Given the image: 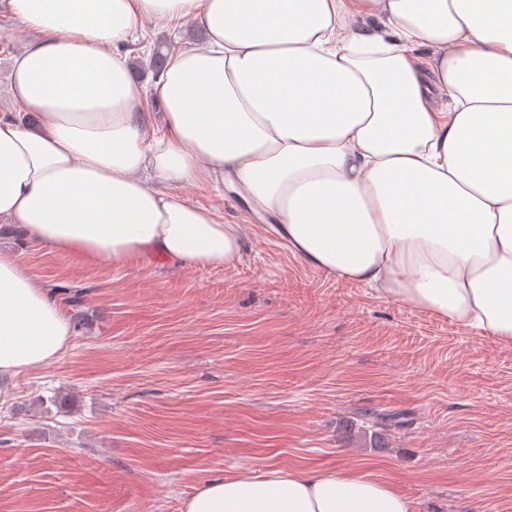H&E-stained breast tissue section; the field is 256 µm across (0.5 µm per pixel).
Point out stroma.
Listing matches in <instances>:
<instances>
[{
    "instance_id": "stroma-1",
    "label": "stroma",
    "mask_w": 512,
    "mask_h": 512,
    "mask_svg": "<svg viewBox=\"0 0 512 512\" xmlns=\"http://www.w3.org/2000/svg\"><path fill=\"white\" fill-rule=\"evenodd\" d=\"M187 28L144 22L121 51L173 52ZM29 37L0 0V113ZM171 190L256 221L226 184ZM0 247L81 317L57 362L0 379V512H180L205 482L269 465L370 472L417 512H512V346L490 334L263 233L231 269L116 268L2 229ZM381 428L389 447H364Z\"/></svg>"
}]
</instances>
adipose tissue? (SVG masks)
<instances>
[{"label":"adipose tissue","mask_w":512,"mask_h":512,"mask_svg":"<svg viewBox=\"0 0 512 512\" xmlns=\"http://www.w3.org/2000/svg\"><path fill=\"white\" fill-rule=\"evenodd\" d=\"M7 4L37 34L10 94L39 127L0 114L1 225L115 266L230 269L247 225L158 187L226 176L310 267L512 345V0ZM147 20L206 36L150 90L118 50ZM70 336L0 251V377L54 363ZM415 509L369 472L268 466L208 481L182 512Z\"/></svg>","instance_id":"1"}]
</instances>
